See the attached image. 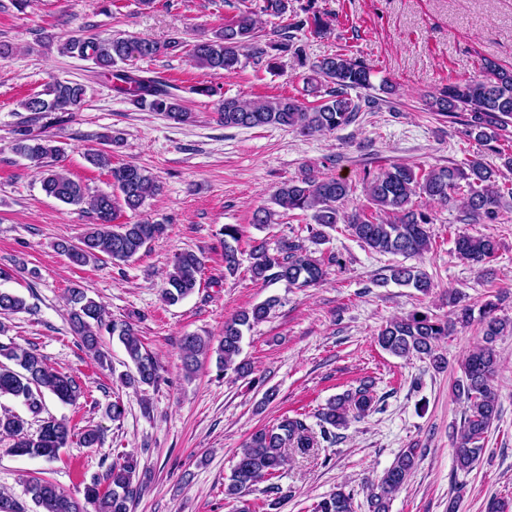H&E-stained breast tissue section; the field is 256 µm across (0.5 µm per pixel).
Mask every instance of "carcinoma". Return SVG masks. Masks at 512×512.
<instances>
[{
	"label": "carcinoma",
	"instance_id": "carcinoma-1",
	"mask_svg": "<svg viewBox=\"0 0 512 512\" xmlns=\"http://www.w3.org/2000/svg\"><path fill=\"white\" fill-rule=\"evenodd\" d=\"M261 12L279 19H290L273 32L275 39H260V28L255 12L249 8L239 11L224 22V28L213 36L192 45L189 56L199 68L219 73L234 72L242 59L252 61L260 68H276L273 52L291 51L303 56L295 33L310 29L323 31L329 22L323 13L310 4L298 13L291 0H262ZM63 54L90 58L111 80L114 90L135 106H145L159 112L176 123H189L193 115L183 107L174 93V87L156 77L143 76L127 70L122 64L133 59H152L165 50L182 48L176 38L160 44L145 37H102L92 35L85 39L68 37L58 41ZM313 79L328 85L327 99L316 106H306L292 97L259 98L241 102L234 97L217 101L216 112L226 127L256 128L274 126L296 129L308 136L333 132L354 123L359 113L371 107L375 100H355L350 91L372 89L374 71L364 61L343 53L327 55L310 65ZM85 97L81 84L56 80L44 92L27 97L22 108L39 118L51 113L71 114L80 109ZM428 108L443 116L457 118L467 113V135L480 142L496 138V131L512 123V69L492 62L485 65V74L462 82L450 83L426 98ZM14 150L31 162L42 165L51 159L57 161L64 150L51 141L30 133L22 134ZM89 162L106 168L124 205L131 211L142 208L146 201L160 192L161 185L150 171L133 164L112 166V149H95L87 153ZM496 171L479 159L470 162L467 170L453 167H432L415 171L408 165L394 164L376 173L368 172L366 184L368 202L372 209L356 210L346 214L341 210L351 194V186L343 179L322 176L308 170L298 181L285 182L275 191L273 202L283 212L311 211L314 225L309 227L313 238L322 237L321 228L334 224L347 225L358 241L369 249L383 254L417 256L431 248L428 224L431 215L417 204L418 199L448 204L452 193L467 191L460 198L466 220L473 224L499 223L500 192L495 180ZM44 192L60 202L88 209L94 223L89 225L79 242L58 244L72 263L83 266L99 258L100 254L114 261H127L162 235L165 225L149 221L114 225L116 207L110 193L92 194L88 188L63 173L47 168L42 170ZM224 247V275H234L240 261L234 242L239 229L226 225L222 232ZM498 250V242L491 234L479 236L459 235L455 238L458 257L472 264L489 262ZM248 272L255 282L270 284L285 282L290 286L307 287L325 281L328 268L336 263V256L316 258L305 245L296 240H283L271 249L266 242L254 241L249 252ZM205 265L202 253L185 250L175 255L172 269L162 290V299L175 304L192 294L200 285ZM391 279L404 286H412L422 293L431 288L428 274L415 266H397L391 269ZM70 326L72 332L89 355L98 363L106 360L101 350L102 331L118 337L133 371L123 381L130 386H153L160 378V366L145 347L133 326L127 321L106 319L104 309L79 286L69 290ZM279 299L270 297L247 311L224 322L223 335L218 339L198 334L183 337L181 343L182 366L186 377L196 372L200 358L216 354L217 367L231 370L243 377L250 373L248 365L237 361L242 351L243 328L267 319ZM26 309L24 299L14 293L0 291V314H14ZM496 305L488 302L482 311L483 344L474 348L465 358L461 376L455 381L453 392L467 402L463 422L456 429L457 442L453 448L456 468L469 471L483 452L480 442L495 420L499 418V405L494 389L498 356L494 347L496 338L512 329V323L495 315ZM471 318V309L465 307L456 320L433 317L414 311L390 321L378 334L379 346L397 357L425 355L433 366L445 368V360L438 352L442 339L453 330L455 322ZM13 363L8 366L1 362ZM63 403H73L81 395L77 379L49 367L43 357L32 349L13 342L0 341V398L20 402L28 413L38 416L45 409L46 396ZM374 397L370 386L364 384L329 401L319 413L322 438H336L333 429L346 424L349 416L357 418L368 414ZM29 421L25 415L6 410L0 413V435L13 439L9 452L15 456L56 458L74 436V429L65 418L48 417L42 420L36 435L28 433ZM318 447V441L306 420L296 415L285 416L274 427L259 428L251 433L236 449V463L224 484V496L240 499L254 485L267 481L266 492L275 497L271 504L285 498L282 488L271 482L288 463L289 453L308 456ZM414 448L402 450L380 479L371 485L370 512H389L396 493L407 483L416 465ZM137 460L125 458L115 461L103 475L106 487L94 481L85 488L84 501H79L50 481L33 478L26 490L35 512H85L84 503L94 506L96 512H130V505L140 498L143 483L135 480ZM316 512H351V497L340 489L321 500Z\"/></svg>",
	"mask_w": 512,
	"mask_h": 512
}]
</instances>
